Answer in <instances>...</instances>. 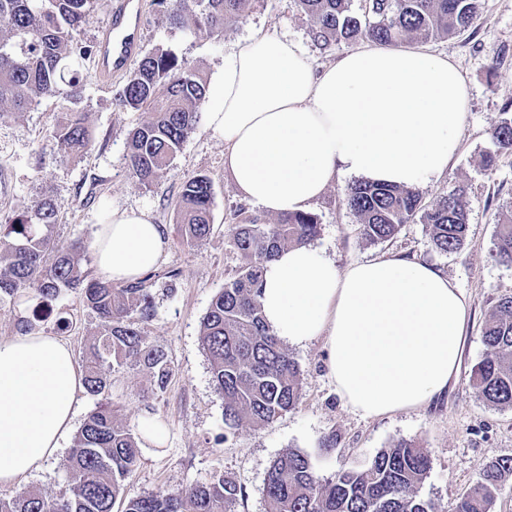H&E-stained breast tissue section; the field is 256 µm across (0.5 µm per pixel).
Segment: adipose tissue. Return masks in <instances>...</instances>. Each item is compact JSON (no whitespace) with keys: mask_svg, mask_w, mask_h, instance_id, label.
Returning a JSON list of instances; mask_svg holds the SVG:
<instances>
[{"mask_svg":"<svg viewBox=\"0 0 512 512\" xmlns=\"http://www.w3.org/2000/svg\"><path fill=\"white\" fill-rule=\"evenodd\" d=\"M467 106L448 57L367 45L318 68L298 42L266 33L235 44L203 112L240 197L280 214L305 211L339 175L405 188L438 180L459 150ZM167 247L148 213L113 210L95 233V274L136 283ZM260 301L279 338L322 340L337 393L363 417L419 409L457 376L469 305L428 263L392 255L340 268L317 248H287L264 264ZM82 385L60 337L0 336V486L56 451Z\"/></svg>","mask_w":512,"mask_h":512,"instance_id":"ef3b65f1","label":"adipose tissue"}]
</instances>
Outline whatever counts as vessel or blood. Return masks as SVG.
<instances>
[{"instance_id": "obj_1", "label": "vessel or blood", "mask_w": 512, "mask_h": 512, "mask_svg": "<svg viewBox=\"0 0 512 512\" xmlns=\"http://www.w3.org/2000/svg\"><path fill=\"white\" fill-rule=\"evenodd\" d=\"M141 23L140 15L133 12L132 0H114L110 23L97 44L96 67L101 77L119 75L136 55L139 44L134 30Z\"/></svg>"}]
</instances>
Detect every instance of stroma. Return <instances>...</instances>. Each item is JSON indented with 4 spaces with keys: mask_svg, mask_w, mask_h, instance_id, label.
Returning <instances> with one entry per match:
<instances>
[{
    "mask_svg": "<svg viewBox=\"0 0 512 512\" xmlns=\"http://www.w3.org/2000/svg\"><path fill=\"white\" fill-rule=\"evenodd\" d=\"M137 3L143 18L138 32L142 52L172 49L208 79L223 68L239 40L256 33L276 32L296 40L317 66L358 47L357 42L341 41L332 50L321 49L297 0H251L243 19L229 23L223 36L205 40L168 32L153 0ZM425 48L447 55L469 89L460 150L440 179L420 189L430 201L463 187L468 222L464 245L454 252L436 251L428 225L419 220L403 225L390 241H367L346 205L352 179L344 175L309 208L320 224L312 245L337 267L391 254L416 257L447 274L471 306L459 372L448 392L420 409L378 418H363L345 404L327 376L323 344L315 340L287 347L300 369L302 390L295 410L261 429L245 423L225 425L224 399L201 346V323L214 294L241 264L228 243L235 212L257 216L261 210L239 197L224 170V141L207 123L190 135L170 171L145 188L131 176L126 160L128 133L145 115L115 104L126 76L103 80L94 60L86 61L80 109L88 114L94 141L77 159L64 158L53 136L61 102L45 101L25 112L0 106V223L22 218L46 193L56 203L63 241L78 238L89 245L98 225L116 209L145 211L169 235L166 256L148 282L156 315L140 328L147 342L168 356L172 376L165 391L157 394L142 365L129 362L109 374V396L124 425L136 427L146 414L164 423L160 443L142 445L140 466L125 481L127 496L183 488L223 475L241 489L237 512H265L266 474L283 451L307 455L317 474L327 478L344 468L364 467L381 449L406 440L428 448L431 455L432 468L420 496L432 500L437 512H454L458 494L480 481L489 461L512 456V409L489 406L469 384L471 370L484 354L482 327L496 300L512 295V267L494 257L499 218L512 208V152L500 153L493 168L483 165L485 153L493 148L491 130L512 118V0H482L467 31L430 40ZM200 174L213 182V230L201 245L190 246L176 232V203L183 180ZM58 306L72 322L62 336L76 360H83L97 322L78 291H68ZM331 434L336 446L328 450L322 440ZM73 439L66 434L39 471L15 486L0 488V495L30 488L49 496L68 491L65 463Z\"/></svg>",
    "mask_w": 512,
    "mask_h": 512,
    "instance_id": "35a3bbf8",
    "label": "stroma"
}]
</instances>
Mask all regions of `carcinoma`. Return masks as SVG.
I'll list each match as a JSON object with an SVG mask.
<instances>
[{
	"label": "carcinoma",
	"instance_id": "cac0c4a2",
	"mask_svg": "<svg viewBox=\"0 0 512 512\" xmlns=\"http://www.w3.org/2000/svg\"><path fill=\"white\" fill-rule=\"evenodd\" d=\"M165 22L194 38L223 35L242 18L249 0H154ZM481 0H364L362 15L349 0H298L313 22L314 38L324 48L341 40L396 45L424 43L460 33L477 15ZM96 0H0V103L25 112L41 101L83 98L80 71L92 50L75 41ZM206 79L169 49L157 48L137 63L116 105L149 113L130 132L126 159L138 184L148 188L166 174L202 118ZM54 137L69 157L93 143L87 114L65 113ZM498 152H512V118L493 128ZM212 180L195 175L182 184L176 204L182 240L199 245L212 232ZM347 206L371 242L392 239L404 224L422 219L434 248L459 249L468 224L462 194L454 189L431 202L416 189L357 182ZM58 210L47 194L22 219L0 224V303L19 304L32 295L22 326L45 320L63 292L80 289L83 306L98 330L86 352L84 384L92 396L105 393L107 372L129 361L143 365L162 391L172 373L166 354L146 341L139 324L155 315L145 281L115 288L88 277L82 268L85 245L58 242ZM320 224L308 212L288 213L272 222L242 219L232 225L229 243L243 263L213 296L201 326V343L212 381L224 397L225 424L243 422L262 428L293 410L301 398L299 368L265 322L259 297L263 263L288 246H303ZM498 262L512 266V216L499 225ZM485 352L473 367L470 383L490 406L512 409V296L501 297L482 330ZM140 433L123 425L112 401L89 412L66 460L70 492L48 497L36 489L0 497V512H236L241 490L222 475L180 489L124 496V482L140 461ZM431 469L429 451L404 440L380 450L370 464L341 470L329 478L316 474L308 457L281 453L265 478L267 512H435L418 494ZM512 478V456L489 462L482 480L458 496L455 512H491L495 496Z\"/></svg>",
	"mask_w": 512,
	"mask_h": 512
}]
</instances>
